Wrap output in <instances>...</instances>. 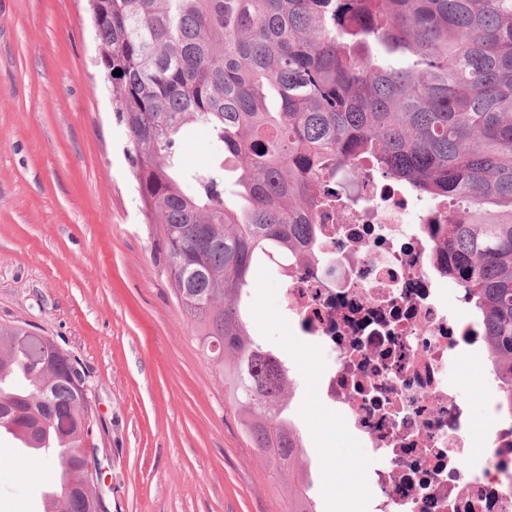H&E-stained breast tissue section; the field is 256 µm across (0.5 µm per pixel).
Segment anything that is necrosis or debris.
Returning <instances> with one entry per match:
<instances>
[{
  "label": "necrosis or debris",
  "instance_id": "1",
  "mask_svg": "<svg viewBox=\"0 0 512 512\" xmlns=\"http://www.w3.org/2000/svg\"><path fill=\"white\" fill-rule=\"evenodd\" d=\"M338 220L318 227L316 265L289 262L281 303L321 351L319 391L366 450L374 512H512V424L471 448L467 401L448 364L484 349L475 319L450 313L433 263L429 222L409 198L366 175Z\"/></svg>",
  "mask_w": 512,
  "mask_h": 512
}]
</instances>
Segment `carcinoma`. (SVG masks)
Masks as SVG:
<instances>
[{
    "instance_id": "cac0c4a2",
    "label": "carcinoma",
    "mask_w": 512,
    "mask_h": 512,
    "mask_svg": "<svg viewBox=\"0 0 512 512\" xmlns=\"http://www.w3.org/2000/svg\"><path fill=\"white\" fill-rule=\"evenodd\" d=\"M99 61L160 243L156 267L224 377L250 446L297 484L290 369L244 313L257 262L316 261L315 224L368 163L448 223L430 225L437 272L483 327L512 411V0H96ZM122 71L115 76L113 72ZM214 165L185 170L186 127ZM233 164L239 207L214 168ZM57 471L44 512H107L84 451L85 379L70 352L0 324V433Z\"/></svg>"
}]
</instances>
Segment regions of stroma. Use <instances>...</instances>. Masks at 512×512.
I'll use <instances>...</instances> for the list:
<instances>
[{
	"instance_id": "stroma-1",
	"label": "stroma",
	"mask_w": 512,
	"mask_h": 512,
	"mask_svg": "<svg viewBox=\"0 0 512 512\" xmlns=\"http://www.w3.org/2000/svg\"><path fill=\"white\" fill-rule=\"evenodd\" d=\"M158 255L88 0H0V324L29 325L77 359L108 512H286L292 491L247 444ZM255 281L248 315L292 370L316 510L370 512V489L332 490L348 477L339 460L362 450L316 397L320 356L288 327L279 268L261 264ZM481 363L450 364L448 381L489 428ZM53 478L0 438V512H43Z\"/></svg>"
}]
</instances>
